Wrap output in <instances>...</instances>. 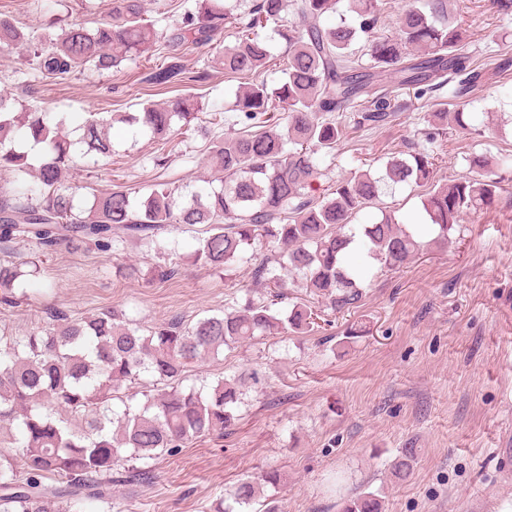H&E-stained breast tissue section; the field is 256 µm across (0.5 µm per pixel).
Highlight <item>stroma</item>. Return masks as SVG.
<instances>
[{
    "mask_svg": "<svg viewBox=\"0 0 512 512\" xmlns=\"http://www.w3.org/2000/svg\"><path fill=\"white\" fill-rule=\"evenodd\" d=\"M453 2L476 62L493 67V49L512 57V11L498 12L488 0ZM250 5L238 0L236 20L210 44L182 46L183 72L172 83L149 80L168 63L161 46L107 71L88 67L64 78L13 53L0 54V92L65 117L71 130L94 113L136 111L146 99L198 97L205 110L196 129L162 144L113 128L111 159L81 163L69 179L87 199L118 185L142 196L165 183L185 194L222 175L207 154L228 127L210 124L209 110L230 108L240 81L215 59L235 43ZM204 71L208 79L198 81ZM451 102L445 90L410 98L396 121L350 133L326 157L316 194L350 171L379 172L389 157L424 146L430 114ZM459 102L482 131H451L434 144L442 180L469 174L472 156L512 151V70L469 88ZM421 195L401 185L383 201L398 222L421 224ZM197 246V229L183 226L123 236L108 252L65 245L40 252L0 237V263L34 253L41 259L39 279L16 304L0 303V330L24 336L40 329L47 312L73 320L103 309L146 328L173 319L192 324L263 296L253 266L224 272L192 263ZM165 265L180 266V275L160 280L155 271ZM320 317L318 331L263 336L193 364L190 385L240 379L230 427L161 456L149 480L113 487V509L90 501L84 512H216L238 480L271 469L284 484L261 486L258 500L279 512H338L340 497L362 492L375 493L382 512H512V205L465 216L447 248L379 272L356 311ZM403 448L416 449L417 460L398 481L391 463Z\"/></svg>",
    "mask_w": 512,
    "mask_h": 512,
    "instance_id": "obj_1",
    "label": "stroma"
}]
</instances>
